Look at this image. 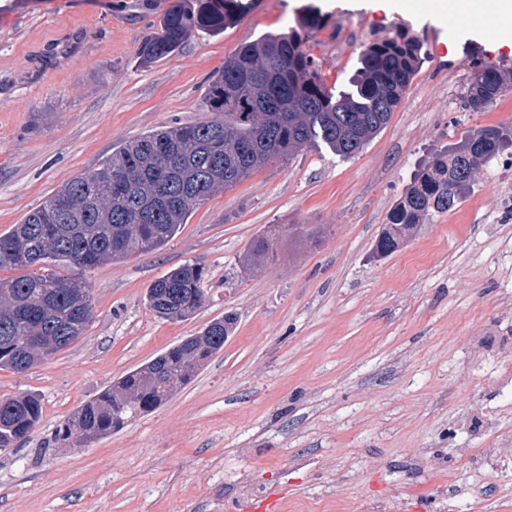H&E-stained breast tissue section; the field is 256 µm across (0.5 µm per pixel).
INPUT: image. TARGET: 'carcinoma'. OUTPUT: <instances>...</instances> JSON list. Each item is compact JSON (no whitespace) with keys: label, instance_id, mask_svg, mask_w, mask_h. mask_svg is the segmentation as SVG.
I'll list each match as a JSON object with an SVG mask.
<instances>
[{"label":"carcinoma","instance_id":"carcinoma-1","mask_svg":"<svg viewBox=\"0 0 512 512\" xmlns=\"http://www.w3.org/2000/svg\"><path fill=\"white\" fill-rule=\"evenodd\" d=\"M250 6L249 0H178L142 42L140 58L153 63L195 34L216 35ZM325 23L315 5H303L288 32L268 34L227 57L205 97L212 119L163 126L118 147L0 235V270L23 271L0 279V370L24 373L83 336L92 310L84 272L162 249L201 201L273 161L322 145L351 159L386 127L422 66L419 39L398 30L373 40L359 57L352 89L337 92L305 48ZM510 90L503 70L476 62L461 102L480 110ZM510 146L512 132L492 126L437 153L390 210L376 257L395 252L429 216L453 209L479 162ZM269 250L267 238L254 239L242 265L260 266ZM205 278L204 265L182 264L150 285L147 304L161 317H188L203 304ZM234 321L226 314L127 372L64 421L57 442L86 445L160 406L224 348ZM40 415L34 395L0 399V449L25 441Z\"/></svg>","mask_w":512,"mask_h":512}]
</instances>
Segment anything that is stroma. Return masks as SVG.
<instances>
[{
    "label": "stroma",
    "instance_id": "35a3bbf8",
    "mask_svg": "<svg viewBox=\"0 0 512 512\" xmlns=\"http://www.w3.org/2000/svg\"><path fill=\"white\" fill-rule=\"evenodd\" d=\"M310 1L331 24L307 49L336 88L373 39L422 41L389 123L355 158L303 149L208 197L161 250L86 272L84 335L28 372L0 370V399L42 403L31 437L0 450V512H246L275 486L279 512H512V165L482 163L455 209L373 254L433 150L512 127V108L460 100L474 59L512 69L502 20L459 28L432 0H254L221 35L145 66L140 45L172 0H14L0 18V234L122 144L207 120L225 58ZM260 236L273 253L244 269ZM189 261L207 270L203 306L158 317L148 287ZM227 313L223 349L163 405L85 447L56 443L80 405Z\"/></svg>",
    "mask_w": 512,
    "mask_h": 512
}]
</instances>
